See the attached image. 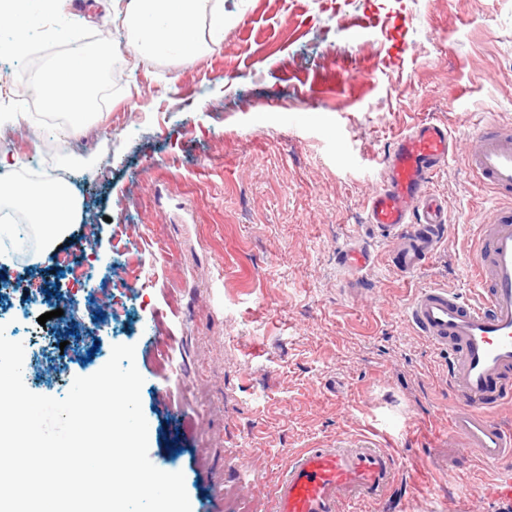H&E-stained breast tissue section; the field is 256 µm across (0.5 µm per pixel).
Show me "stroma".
<instances>
[{
    "mask_svg": "<svg viewBox=\"0 0 512 512\" xmlns=\"http://www.w3.org/2000/svg\"><path fill=\"white\" fill-rule=\"evenodd\" d=\"M62 12L124 44L112 0ZM197 36L209 49L191 58L124 44L120 94L64 136L93 166L52 165L33 118L0 126L18 184L68 182L82 212L54 243L38 224L0 233V324L24 345L26 387L64 397L135 345L149 458L183 472L192 512H269L293 452L360 436L393 448L399 485L351 512H507L483 494L493 467L440 480L448 356L404 309L426 287L475 295V226L495 197L461 152L486 115L512 123V0H224L223 39L206 15ZM424 122L458 141L429 183L449 224L404 279L367 202ZM137 226L170 243L179 290L123 287L126 256L157 267ZM86 238L97 273L77 287L54 257ZM359 244L372 259L354 275L340 256Z\"/></svg>",
    "mask_w": 512,
    "mask_h": 512,
    "instance_id": "1",
    "label": "stroma"
}]
</instances>
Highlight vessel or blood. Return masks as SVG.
<instances>
[{
  "mask_svg": "<svg viewBox=\"0 0 512 512\" xmlns=\"http://www.w3.org/2000/svg\"><path fill=\"white\" fill-rule=\"evenodd\" d=\"M454 146L447 127L421 123L402 136L387 158L380 187L368 203L367 222L388 242L394 268L420 271L439 247L447 209L429 180ZM466 169L497 195L483 218L471 264L475 299L450 288L419 290L405 316L432 346L448 353V444L463 460L496 467L491 490L512 502V425L500 416L512 404V125L479 123L468 137ZM391 449L359 437L338 448L293 453L272 497L273 512H348L359 502L384 498L397 481Z\"/></svg>",
  "mask_w": 512,
  "mask_h": 512,
  "instance_id": "1",
  "label": "vessel or blood"
}]
</instances>
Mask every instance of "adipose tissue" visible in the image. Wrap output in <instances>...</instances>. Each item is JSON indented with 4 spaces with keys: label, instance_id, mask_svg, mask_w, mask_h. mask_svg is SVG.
Returning <instances> with one entry per match:
<instances>
[{
    "label": "adipose tissue",
    "instance_id": "1",
    "mask_svg": "<svg viewBox=\"0 0 512 512\" xmlns=\"http://www.w3.org/2000/svg\"><path fill=\"white\" fill-rule=\"evenodd\" d=\"M206 11L212 15L215 38H222L223 0H125L123 21L142 58L190 57L200 50L196 25ZM0 197L23 211L30 223L43 225L51 238L77 219L78 200L62 182H30L21 188L0 182Z\"/></svg>",
    "mask_w": 512,
    "mask_h": 512
}]
</instances>
